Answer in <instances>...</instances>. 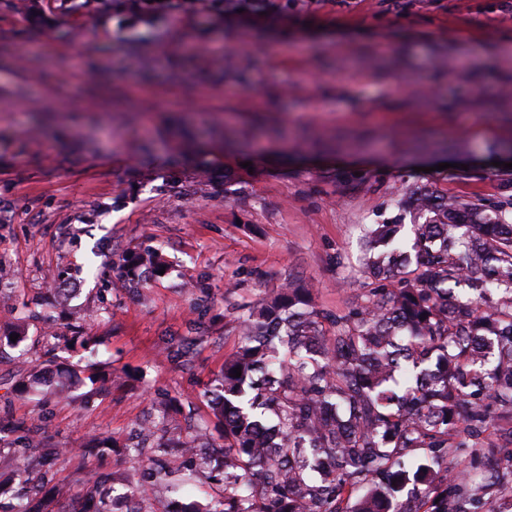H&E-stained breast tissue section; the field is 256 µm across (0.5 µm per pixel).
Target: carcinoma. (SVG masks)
Wrapping results in <instances>:
<instances>
[{"instance_id":"obj_1","label":"carcinoma","mask_w":512,"mask_h":512,"mask_svg":"<svg viewBox=\"0 0 512 512\" xmlns=\"http://www.w3.org/2000/svg\"><path fill=\"white\" fill-rule=\"evenodd\" d=\"M98 4L137 14L135 0ZM416 204L428 218L404 236L370 225L361 260L373 287L348 312L324 313L289 284L248 308L214 392L224 446L209 457L133 449L155 482L127 484V512L159 486L166 512H493L469 485L499 475L451 476L448 440L470 447L492 418L488 399L512 411V202L490 213L420 189ZM119 268L136 288L163 265L145 252ZM21 390L47 393L36 374ZM20 455L39 462L45 448L32 440ZM201 470L219 494L184 500V479ZM84 497L109 512V488Z\"/></svg>"}]
</instances>
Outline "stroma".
<instances>
[{
	"label": "stroma",
	"instance_id": "obj_1",
	"mask_svg": "<svg viewBox=\"0 0 512 512\" xmlns=\"http://www.w3.org/2000/svg\"><path fill=\"white\" fill-rule=\"evenodd\" d=\"M0 0V487L15 450L59 451L29 486L80 492L142 476L132 454L198 424L222 442L209 383L245 308L284 283L348 311L367 287L360 239L416 223L434 195L512 200V11L502 0H337L287 17L196 0L138 17ZM157 252L164 274L116 287L113 262ZM101 383L45 400L18 389L49 362ZM176 401L161 415L164 398ZM512 413L472 449L501 465Z\"/></svg>",
	"mask_w": 512,
	"mask_h": 512
}]
</instances>
